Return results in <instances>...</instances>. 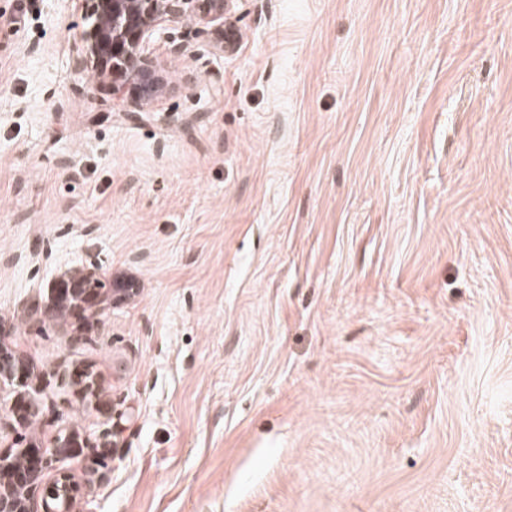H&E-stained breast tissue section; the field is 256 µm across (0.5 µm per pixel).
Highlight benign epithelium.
I'll list each match as a JSON object with an SVG mask.
<instances>
[{
    "mask_svg": "<svg viewBox=\"0 0 512 512\" xmlns=\"http://www.w3.org/2000/svg\"><path fill=\"white\" fill-rule=\"evenodd\" d=\"M88 4L89 30L82 32L76 66L106 83L112 95L138 112L142 101L156 100L161 92V65L152 43L162 44L170 58L182 55L187 45L167 35L165 24L186 19L207 27L224 21V0H84ZM112 274L98 259L87 254L77 259L55 282L53 296L41 316L68 318L97 316L112 303L136 289L107 287ZM33 362L0 336V378L34 373ZM39 391L25 405H18L15 418L24 429L40 413ZM49 447L30 446L0 451V512H79L80 486L68 469L56 470Z\"/></svg>",
    "mask_w": 512,
    "mask_h": 512,
    "instance_id": "1",
    "label": "benign epithelium"
}]
</instances>
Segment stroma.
<instances>
[{"mask_svg": "<svg viewBox=\"0 0 512 512\" xmlns=\"http://www.w3.org/2000/svg\"><path fill=\"white\" fill-rule=\"evenodd\" d=\"M0 15V333L29 443L112 432L82 512H512V0H229L130 116L81 0ZM89 250L137 294L40 322ZM33 362L12 348L0 336V378H11L17 375L26 378L34 373Z\"/></svg>", "mask_w": 512, "mask_h": 512, "instance_id": "stroma-1", "label": "stroma"}]
</instances>
